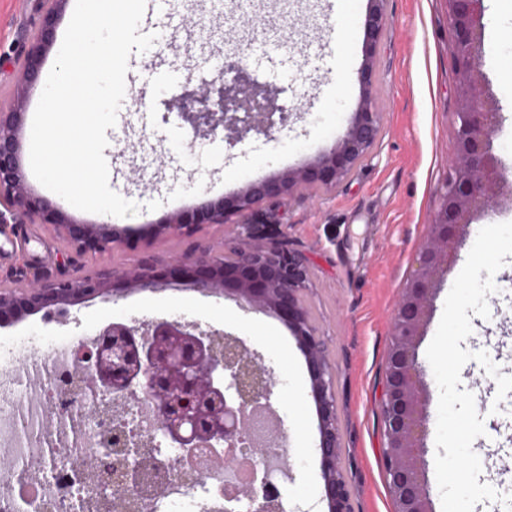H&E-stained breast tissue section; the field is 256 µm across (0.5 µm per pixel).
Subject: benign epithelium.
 <instances>
[{
    "instance_id": "benign-epithelium-1",
    "label": "benign epithelium",
    "mask_w": 512,
    "mask_h": 512,
    "mask_svg": "<svg viewBox=\"0 0 512 512\" xmlns=\"http://www.w3.org/2000/svg\"><path fill=\"white\" fill-rule=\"evenodd\" d=\"M68 0H50L25 62L17 74L18 91L33 87L43 57L56 42L57 17ZM455 39L454 70L457 88V134L448 177L438 210L427 225L426 237L392 317V339L385 358L381 421L382 459L394 512H433L425 477V442L429 416L425 397L427 372L418 360V347L431 316V301L441 274L457 260V250L477 215L505 195L500 162L492 151L501 131L500 113L485 94L479 55L483 45L484 0H446ZM365 17L366 58L359 70L362 101L343 136L309 165L255 181L230 197L211 200L192 211L178 212L160 222V232L189 236L202 224L227 223L255 207L306 190L329 191L340 185L368 158L383 129L373 88L375 56L384 37L386 0H368ZM222 73L233 82H187L178 98V111L193 129L213 134L220 127L245 128L267 135L286 109L266 96L250 79L240 61H224ZM26 113L20 101L0 106V224L23 220L50 224L80 252L110 254L131 240L110 224H84L72 219L57 203L30 191L22 164ZM192 278L198 290L232 295L247 305L270 309L288 324L301 350L318 415L324 499L328 512H352L346 480L337 466L341 440L337 426L334 369L328 345L308 314L303 295L308 290L307 257L288 242L206 250L172 260L168 273L151 268L108 269L74 277L34 276L13 287H0V326L35 312L64 308L116 285L155 288L166 275ZM73 398L88 405L90 413L112 412L106 398L120 393L128 400L151 405L154 423L130 444L112 439V418L97 419L98 434L112 453L120 445L136 458L115 481L99 491L121 492L137 483L143 466L158 470L164 463L149 455L161 447L176 450L178 459L193 466L199 449L210 451L211 467L228 470L238 451L254 460L255 483L224 494L220 512H284L283 502L269 493L267 467L270 448L248 446L249 411L269 408L273 376L257 365L239 338L218 331L195 329L181 320H156L137 327L112 321L97 333L94 346L80 354L73 367Z\"/></svg>"
}]
</instances>
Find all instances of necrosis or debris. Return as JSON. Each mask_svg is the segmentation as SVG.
<instances>
[{
    "instance_id": "necrosis-or-debris-1",
    "label": "necrosis or debris",
    "mask_w": 512,
    "mask_h": 512,
    "mask_svg": "<svg viewBox=\"0 0 512 512\" xmlns=\"http://www.w3.org/2000/svg\"><path fill=\"white\" fill-rule=\"evenodd\" d=\"M92 341L87 335L79 343ZM76 344L45 349L33 341L25 373L0 369V446L18 461L0 470V512H20L27 502L35 512H210L224 492L223 470L189 469L165 448L159 455L170 472L155 491L131 486L104 499L78 481L88 460L102 458L103 444L68 393Z\"/></svg>"
}]
</instances>
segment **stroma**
<instances>
[{
  "label": "stroma",
  "mask_w": 512,
  "mask_h": 512,
  "mask_svg": "<svg viewBox=\"0 0 512 512\" xmlns=\"http://www.w3.org/2000/svg\"><path fill=\"white\" fill-rule=\"evenodd\" d=\"M49 0H0V104H9L24 52ZM367 0H168L165 9L146 4L141 33L164 28L165 41L150 55L132 52L123 111L107 129L104 155L109 184L137 203L131 217L69 208L75 220L112 223L133 246L106 255L80 254L49 224H0V286L22 271L75 276L106 268L166 269L179 256L220 249L228 227L203 225L190 236L156 234L155 223L202 203L239 192L250 182L311 163L343 135L363 90L358 71L365 58ZM389 23L375 58L376 96L384 112L383 136L372 154L335 190L313 200L286 197L261 206L254 224H277L310 264L307 304L328 340L336 371L341 466L354 512H393L384 481L380 419L383 367L397 298L439 204L454 152L455 79L453 29L446 0H388ZM481 56L486 90L499 105L502 131L493 151L512 183V0H485ZM241 59L250 77L276 93L288 120L270 135L254 132L229 144L224 135L195 133L169 108L186 81L212 79L216 60ZM166 78H141L146 63ZM512 221V207L479 219L443 274L433 312L419 345L427 350L444 301L464 266L476 235L488 225ZM489 318L472 317L468 350L487 351L501 373H512V255L495 275ZM70 319L51 322L41 314L0 326V339L36 336L43 346L67 344L81 331L97 332L117 317H166L239 336L271 369L277 384L271 405L281 421L294 479L288 512H328L320 475L318 417L306 362L287 325L269 311L242 308L234 299L203 293L192 281L172 276L159 289L128 287L70 305ZM461 386L476 393L486 434L473 443L483 480H497L499 496L474 512H506L512 493V397L475 362L465 364ZM498 400L496 414L485 404Z\"/></svg>",
  "instance_id": "obj_1"
}]
</instances>
